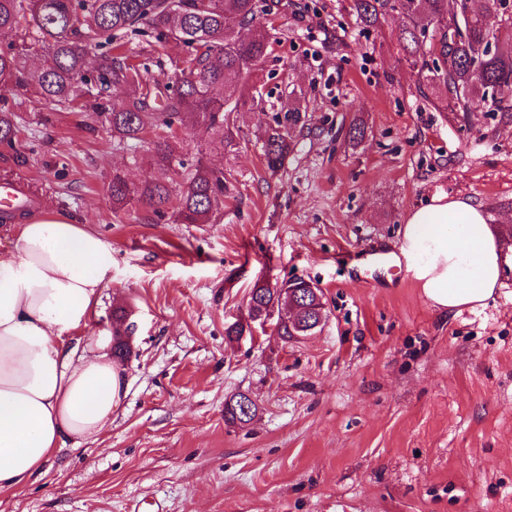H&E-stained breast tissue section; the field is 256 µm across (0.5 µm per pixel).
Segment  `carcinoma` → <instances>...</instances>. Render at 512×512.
Wrapping results in <instances>:
<instances>
[{"label": "carcinoma", "mask_w": 512, "mask_h": 512, "mask_svg": "<svg viewBox=\"0 0 512 512\" xmlns=\"http://www.w3.org/2000/svg\"><path fill=\"white\" fill-rule=\"evenodd\" d=\"M360 22L370 28L390 13L403 24L398 33L406 61L446 101L449 111L467 120L489 107L512 120V14L498 10V0H484L472 16H448V0H353ZM85 13L87 26L74 16ZM256 0H0V102L6 94L32 84L46 104L73 101L82 85L85 111L112 132V146L132 149V142L152 134L150 151L161 168L185 170L182 189L148 179L129 185L117 171L108 185L112 212L136 200L158 217L171 214L181 224H209L224 203V169L198 158L186 167L175 141L184 117L209 134L208 149L224 153L235 146L234 113L255 97L239 92L242 75L268 54L269 35L257 23ZM149 32L156 41L173 42L185 53L171 61L173 77L165 84L144 82L129 56L118 52L125 36ZM42 46L39 65H28L27 42ZM305 115L293 108L264 133L268 168L284 166L293 152L294 130ZM14 114L0 107V154L22 165ZM299 301L309 307L304 320L316 318L314 299L294 280ZM249 303L256 316L274 310L271 286L255 285Z\"/></svg>", "instance_id": "cac0c4a2"}]
</instances>
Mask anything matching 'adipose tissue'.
I'll use <instances>...</instances> for the list:
<instances>
[{
  "label": "adipose tissue",
  "mask_w": 512,
  "mask_h": 512,
  "mask_svg": "<svg viewBox=\"0 0 512 512\" xmlns=\"http://www.w3.org/2000/svg\"><path fill=\"white\" fill-rule=\"evenodd\" d=\"M13 234L0 251V490L40 475L65 439L96 441L124 396L109 333L66 345L112 281L111 242L50 207ZM398 235L407 274L439 313L485 307L503 286L502 246L474 200L433 195Z\"/></svg>",
  "instance_id": "obj_1"
}]
</instances>
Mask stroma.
Returning a JSON list of instances; mask_svg holds the SVG:
<instances>
[{"label": "stroma", "mask_w": 512, "mask_h": 512, "mask_svg": "<svg viewBox=\"0 0 512 512\" xmlns=\"http://www.w3.org/2000/svg\"><path fill=\"white\" fill-rule=\"evenodd\" d=\"M270 53L246 76L257 110L237 114L232 152H205L183 132L187 163L223 164L228 191L214 223L178 224L132 204L113 216L115 170L130 182L162 172L149 141L112 147L92 113L44 109L34 90L9 94L25 164L19 179L112 244V282L69 346L134 325L120 366L126 396L96 442L66 440L27 485L0 491V512H512V262L494 302L436 312L395 263L405 215L445 193L484 204L492 230L512 200V123L499 113L450 121L404 59L396 19L365 30L351 0H257ZM150 80L178 49L126 45ZM294 92L306 111L283 168H267L261 135ZM364 119L360 144L350 126ZM304 279L323 292L314 334L283 341L250 323L255 284ZM244 393L251 422L224 420Z\"/></svg>", "instance_id": "stroma-1"}]
</instances>
